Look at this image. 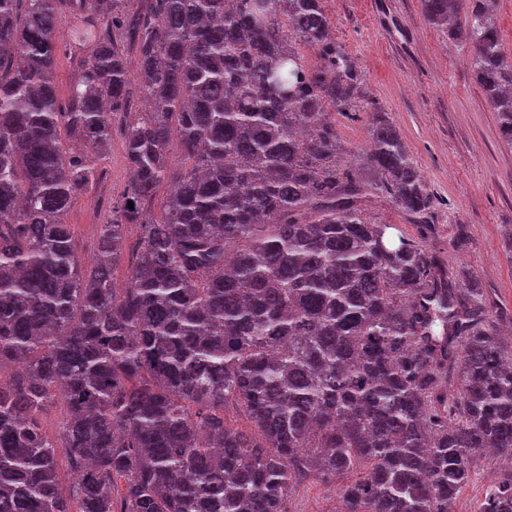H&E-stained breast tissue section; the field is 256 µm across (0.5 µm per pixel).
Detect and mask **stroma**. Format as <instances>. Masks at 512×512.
I'll use <instances>...</instances> for the list:
<instances>
[{
    "label": "stroma",
    "mask_w": 512,
    "mask_h": 512,
    "mask_svg": "<svg viewBox=\"0 0 512 512\" xmlns=\"http://www.w3.org/2000/svg\"><path fill=\"white\" fill-rule=\"evenodd\" d=\"M332 35L356 65L360 93L351 110L331 111L344 149L340 169H357L374 113H388L431 196L425 221L400 212L388 196L363 204L390 237L426 242L445 264L482 288L492 311L512 312V148L499 137L495 114L477 84L467 46L430 24L421 0H327ZM101 180L76 197L65 217L91 268L102 224L130 180L125 142L114 132ZM512 465L481 458L457 502L473 512L486 489ZM337 483L307 481L287 512H336Z\"/></svg>",
    "instance_id": "1"
}]
</instances>
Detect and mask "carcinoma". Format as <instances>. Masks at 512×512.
Listing matches in <instances>:
<instances>
[{"label":"carcinoma","mask_w":512,"mask_h":512,"mask_svg":"<svg viewBox=\"0 0 512 512\" xmlns=\"http://www.w3.org/2000/svg\"><path fill=\"white\" fill-rule=\"evenodd\" d=\"M62 2L0 0V372L15 368L0 383V512H285L310 476L342 479L338 512H455L478 459L512 461V336L422 242L367 221L377 189L410 216L430 206L388 113L369 130L371 179L337 172L327 109H350L359 79L325 0H140L124 18L68 0L84 54L65 107ZM494 2L422 6L470 45L512 147ZM117 28L148 103L131 120ZM117 127L130 182L86 274L65 215ZM57 402L50 438L40 420ZM474 512H512V475ZM79 73L78 58L68 45L60 44V50L55 64L54 84L58 99L65 105L69 99L70 89L74 85ZM139 237V231L135 227H131L128 231L123 247V257L119 264L115 267L113 273V281L115 288H124L127 281L128 266L131 263L135 244Z\"/></svg>","instance_id":"1"}]
</instances>
